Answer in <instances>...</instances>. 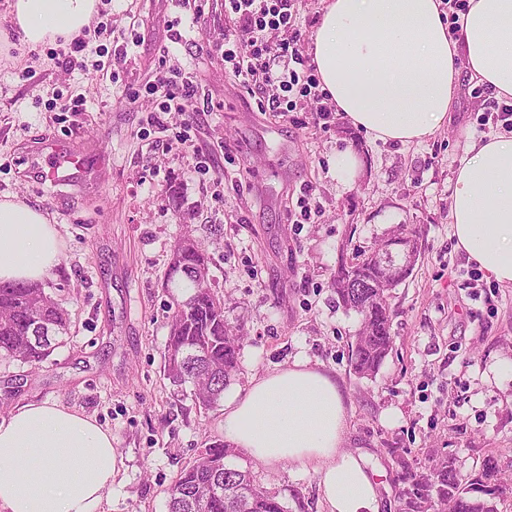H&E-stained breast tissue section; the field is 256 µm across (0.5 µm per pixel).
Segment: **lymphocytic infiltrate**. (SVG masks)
<instances>
[{"instance_id":"lymphocytic-infiltrate-1","label":"lymphocytic infiltrate","mask_w":512,"mask_h":512,"mask_svg":"<svg viewBox=\"0 0 512 512\" xmlns=\"http://www.w3.org/2000/svg\"><path fill=\"white\" fill-rule=\"evenodd\" d=\"M291 0H224L226 12L237 15L239 33L246 52L235 47L224 51V61L244 84L261 85L264 95L260 107L264 110L293 111L297 97L318 95L319 83L313 67L307 66L303 56L301 34L294 28ZM289 30L290 38L271 44L269 31ZM159 112L175 110L194 111L197 86L191 77L182 75L160 80L150 86Z\"/></svg>"}]
</instances>
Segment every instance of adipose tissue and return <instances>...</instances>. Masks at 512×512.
<instances>
[{"label": "adipose tissue", "mask_w": 512, "mask_h": 512, "mask_svg": "<svg viewBox=\"0 0 512 512\" xmlns=\"http://www.w3.org/2000/svg\"><path fill=\"white\" fill-rule=\"evenodd\" d=\"M96 7L14 0L13 24L21 43L36 45L78 34ZM310 55L323 91L354 126L383 141L421 142L447 124L462 77L512 99V0H467L452 20L441 0H323ZM453 182L456 250L512 284V137L471 142ZM61 255L45 213L0 198V283L43 281ZM222 429L267 465L312 470L328 512H381L365 458L341 449L344 396L308 362L256 378L225 408ZM114 469L112 435L92 418L31 402L0 419V512H102Z\"/></svg>", "instance_id": "1"}]
</instances>
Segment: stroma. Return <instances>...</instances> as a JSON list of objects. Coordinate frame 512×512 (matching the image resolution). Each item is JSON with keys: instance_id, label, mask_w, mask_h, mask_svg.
I'll list each match as a JSON object with an SVG mask.
<instances>
[{"instance_id": "35a3bbf8", "label": "stroma", "mask_w": 512, "mask_h": 512, "mask_svg": "<svg viewBox=\"0 0 512 512\" xmlns=\"http://www.w3.org/2000/svg\"><path fill=\"white\" fill-rule=\"evenodd\" d=\"M12 2L0 0V197L18 195L57 225L63 249L49 293L70 327L39 368L0 356V418L40 401L94 418L116 459L103 512H167L181 469L223 436V404L200 408L161 368L172 316L163 277L187 233L245 334L225 402L297 361L332 375L346 447L381 474L382 512H398L400 457L421 471L447 455L472 479L494 456L512 481V285L457 251L450 224L453 173L469 143L488 135L486 87L462 83L447 126L427 140L383 142L342 114L319 120L313 99L259 111L257 95L224 68V36L236 27L224 0H98L93 19L106 28L78 53L66 38L21 44ZM197 12L200 34L190 27ZM117 42L127 47L118 66ZM161 70L192 72L213 103L190 143L180 141L183 113L164 114L162 133L147 124L155 98L144 89ZM68 100L79 108L61 111ZM46 138L90 143L106 175L49 189L25 153ZM347 149L360 161L348 183L335 167ZM199 158L209 170L196 168ZM306 187L311 217L300 224ZM399 224L417 232L421 255L392 292L393 350L360 378L350 367L359 318L337 303L333 276L340 256L369 251ZM236 462L288 512H327L313 471L244 451Z\"/></svg>"}]
</instances>
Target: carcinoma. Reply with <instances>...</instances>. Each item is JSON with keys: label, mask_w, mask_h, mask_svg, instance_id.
<instances>
[{"label": "carcinoma", "mask_w": 512, "mask_h": 512, "mask_svg": "<svg viewBox=\"0 0 512 512\" xmlns=\"http://www.w3.org/2000/svg\"><path fill=\"white\" fill-rule=\"evenodd\" d=\"M412 246L420 254L416 232L401 224L380 240L373 252L356 261H338L333 288L342 306L361 318L353 336L351 367L360 377L373 376L389 354L392 343L391 292L412 268L401 261L402 249L383 253L387 242ZM209 258L185 236L172 251L164 274V287L185 288V301L173 299L170 336L163 354V375L176 386H189L198 405H216L238 368L241 330L224 315V301L211 288H199L190 267ZM393 268L389 287L380 283L386 267ZM365 288H346L349 280ZM68 314L45 292L43 286L0 285V354L31 366L45 361L59 345L57 336L66 332ZM55 332L56 338L38 337L34 325ZM231 452L215 440L201 449L177 476L168 492V512H288L278 495L254 484L250 471L230 462ZM498 460L488 459L472 483L465 485L451 458L439 459L427 473L405 471L399 512H497L492 500L473 497L477 491L490 497L499 491Z\"/></svg>", "instance_id": "1"}]
</instances>
